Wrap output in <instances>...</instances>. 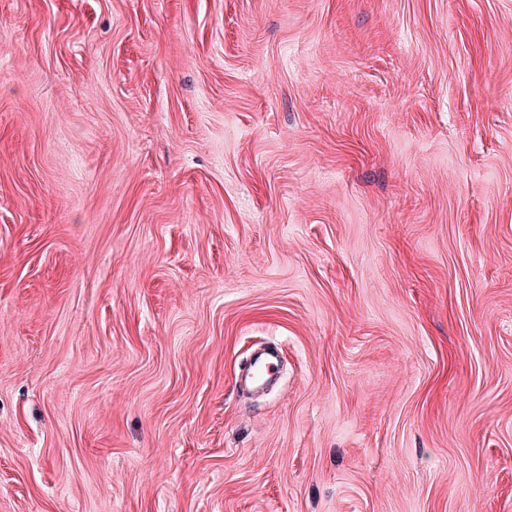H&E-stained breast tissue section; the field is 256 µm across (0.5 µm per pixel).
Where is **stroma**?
Returning <instances> with one entry per match:
<instances>
[{"mask_svg":"<svg viewBox=\"0 0 512 512\" xmlns=\"http://www.w3.org/2000/svg\"><path fill=\"white\" fill-rule=\"evenodd\" d=\"M0 512H512V0H0Z\"/></svg>","mask_w":512,"mask_h":512,"instance_id":"35a3bbf8","label":"stroma"}]
</instances>
